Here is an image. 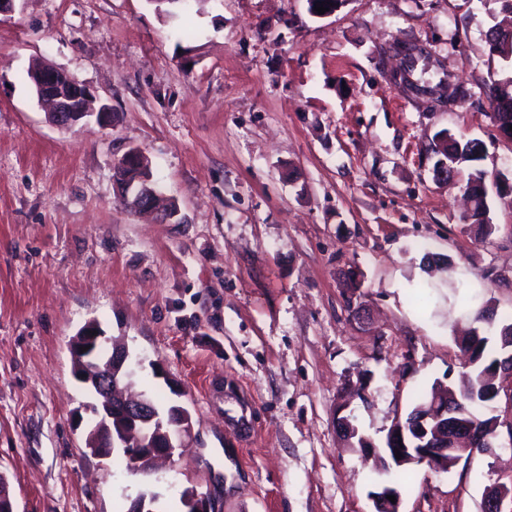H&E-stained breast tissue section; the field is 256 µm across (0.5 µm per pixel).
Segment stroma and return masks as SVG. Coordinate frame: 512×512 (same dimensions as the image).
I'll return each mask as SVG.
<instances>
[{"label": "stroma", "instance_id": "obj_1", "mask_svg": "<svg viewBox=\"0 0 512 512\" xmlns=\"http://www.w3.org/2000/svg\"><path fill=\"white\" fill-rule=\"evenodd\" d=\"M499 12L18 0L0 16V477L15 512H128L144 493L184 512L188 488L215 512H371L381 476L338 438L344 392L368 380L347 413L378 443L434 381H460L466 298L445 263L512 315V195L489 193L495 231L475 240L467 171L437 182L425 153L443 130L477 138L476 168L512 179V138L482 95ZM395 41L428 44L469 97L440 112L405 97L384 77ZM40 59L90 85L110 125L49 123L27 78ZM132 148L178 205L172 223L122 205L114 166ZM91 320L125 343L138 390L191 413L188 448L151 474L84 448L94 397L69 345ZM243 406L249 440L232 423ZM497 480L512 455L414 466L402 509L480 512Z\"/></svg>", "mask_w": 512, "mask_h": 512}]
</instances>
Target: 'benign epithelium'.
I'll list each match as a JSON object with an SVG mask.
<instances>
[{
    "mask_svg": "<svg viewBox=\"0 0 512 512\" xmlns=\"http://www.w3.org/2000/svg\"><path fill=\"white\" fill-rule=\"evenodd\" d=\"M391 56L407 60L428 49L420 44L396 42L389 47ZM386 78L401 86L408 94L417 92L409 85V77L404 68L392 69ZM34 88L38 102L48 108V116L58 127L70 129L83 123L89 117L106 125L111 121V112L106 106L94 109L95 94L90 86L77 81L63 70L41 66L34 72ZM122 201L139 213H151L162 224L172 222L178 216L177 208L163 203L162 195L154 187L151 178L140 179V187L122 184L119 186ZM108 340L99 324L90 320L72 342L74 355H84L90 360L91 372L76 370L79 378L95 393L101 396L108 410V419H116L121 426L147 425L158 423L157 432L151 437L122 439L114 434L112 427L105 426L98 439L110 444L112 448H121L125 456L133 463L143 456L172 458L178 451L186 448L185 437L191 430V418L185 407L175 405L170 418L144 394L128 396L120 390L121 373L126 370L129 359L128 348L120 343L112 345L108 361L100 364L96 361V349ZM433 408L430 412H413L404 417L398 415L387 429L384 446H376L370 438L360 434L352 424L350 417H337V426L343 436L357 439L359 448L367 455L379 458L381 468L425 465L435 473H446L462 459L476 454L494 455L496 450L512 453V436L509 443L499 445L477 433L471 424L457 419V412L448 410V387L437 391L432 397ZM401 453L396 458L395 453ZM396 497L390 501L387 496ZM512 498V481L494 482L484 489L481 512H502V503ZM373 512H401V493L391 483L383 482L370 494Z\"/></svg>",
    "mask_w": 512,
    "mask_h": 512,
    "instance_id": "1",
    "label": "benign epithelium"
}]
</instances>
